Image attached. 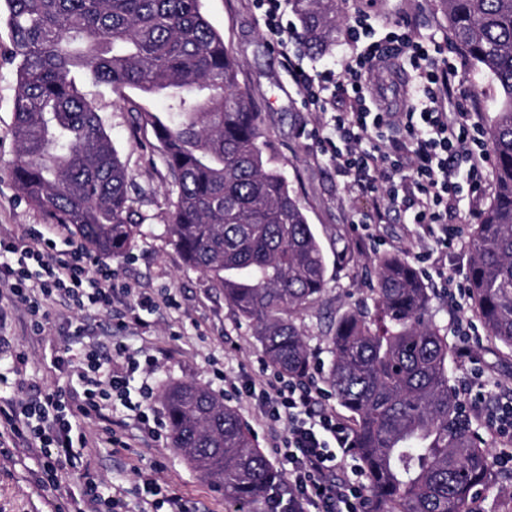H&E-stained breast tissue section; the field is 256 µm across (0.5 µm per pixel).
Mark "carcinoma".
Listing matches in <instances>:
<instances>
[{
	"label": "carcinoma",
	"mask_w": 512,
	"mask_h": 512,
	"mask_svg": "<svg viewBox=\"0 0 512 512\" xmlns=\"http://www.w3.org/2000/svg\"><path fill=\"white\" fill-rule=\"evenodd\" d=\"M335 0H292L302 38L336 34ZM16 63L9 176L93 251L124 253L139 234L129 176L103 119L80 92L86 70L115 90L167 102L137 107L161 143L177 202L168 231L185 265L224 293L267 362L289 377L311 354L294 315L320 300L327 262L288 178L265 156L258 113L237 83L201 0H3ZM453 40L502 90L486 134L496 193L470 236L469 294L489 336L512 349V0H442ZM375 313L330 330L325 382L351 414L375 512H461L492 479L489 451L448 385V338L431 294L395 254L375 257ZM172 443L224 501L254 504L282 484L240 413L216 392H163Z\"/></svg>",
	"instance_id": "cac0c4a2"
}]
</instances>
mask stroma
Instances as JSON below:
<instances>
[{
	"label": "stroma",
	"instance_id": "35a3bbf8",
	"mask_svg": "<svg viewBox=\"0 0 512 512\" xmlns=\"http://www.w3.org/2000/svg\"><path fill=\"white\" fill-rule=\"evenodd\" d=\"M202 10L223 35L237 65L238 84L249 93L260 114L268 152L285 171L326 255V285L321 300L294 317L316 359L325 363L330 358L326 339L329 325L348 309H373V259L391 253L414 263L430 288L434 321L447 335L450 349L459 345L454 331L456 320L475 325L477 365L464 367L456 358H449V385L457 388L480 379L483 405L488 409L512 397V349L491 343L471 299L454 301L442 288L455 268L471 262L469 237L478 218L470 213L469 204L475 196L469 189H462L457 206L448 212L449 224L458 226L460 232L447 258L418 263L427 245L417 238L413 225L388 210L384 196L351 188L348 178L323 155L318 139L323 117L301 95L252 0H202ZM362 10L370 12L373 20L401 25L412 35L442 44L454 65L448 75L449 112L468 113L479 130L488 128L500 108V88L455 45L440 0H336L341 25L351 23ZM10 49V33L1 22L0 232L23 239L30 229H44L49 219L17 191L8 175L17 155L12 133L15 64ZM408 66V61L396 59L389 64L387 74L368 78L370 89L391 110H398L405 98ZM81 85L102 115L112 144L127 168L132 219L140 226L131 247L108 259L115 281L132 290L116 308L123 312L135 306L138 294L144 292L158 297L159 303L146 315L148 329L132 324L122 331L113 328L106 316L81 315L54 305L50 308L49 329L39 333L25 324L20 312L0 309V367L7 369L15 396L25 397L28 384L34 381L52 389L76 383V375L55 370L51 364L56 352L69 346L95 344L108 352L120 345L130 353L159 352L163 359L151 377L155 394H162L169 383L181 381L210 388L238 410L273 466L287 472L288 462L276 447L275 434L260 419L254 403L228 387L234 380L260 379L272 368L251 328L239 321L223 293L212 288L205 276L184 265L168 233L177 191L151 126L131 110L137 103L161 116L166 112L165 101L144 97L134 89L121 93L111 85L86 78ZM494 194L495 182L489 178L475 198L484 206ZM377 211L383 218L373 238L358 240L354 224L363 215ZM345 251L351 253V261L337 262V254ZM217 365L224 368L220 381L213 375ZM133 431L130 425L119 431L122 439L128 440V447L101 448L92 443L82 451L104 492L121 490L130 497L132 512H137L139 503L132 498L136 472L149 469L153 461L159 460L164 464L158 475L160 483L170 485L208 512H228L223 488L194 470L170 441L136 440ZM33 466V461L20 453L0 456V512H56V505L65 502L70 489L80 481L79 471L69 469L63 472L59 485L43 486L32 476ZM470 509L512 512V469L495 467L492 480L480 490Z\"/></svg>",
	"mask_w": 512,
	"mask_h": 512
}]
</instances>
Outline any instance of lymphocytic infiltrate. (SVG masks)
<instances>
[{
	"label": "lymphocytic infiltrate",
	"mask_w": 512,
	"mask_h": 512,
	"mask_svg": "<svg viewBox=\"0 0 512 512\" xmlns=\"http://www.w3.org/2000/svg\"><path fill=\"white\" fill-rule=\"evenodd\" d=\"M254 2L279 51L290 56L300 36L284 21L288 0ZM373 35L366 15L356 14L343 36L352 50L350 64L312 75L295 71L291 77L314 110L328 115L319 138L337 170L352 176L361 192H385L392 210L408 214L437 247H448L458 232L448 224V211L459 193L455 173L465 171L471 189L480 188L484 141L467 114L449 115L438 95L439 49L394 27L384 40H374ZM402 53L408 54L418 74L410 110L373 107L363 77ZM349 96L353 107L340 109L339 101ZM33 237L28 243L0 233V303L22 310L39 332L49 323V305L60 300L80 312H111L119 293L111 266L92 263L77 241L52 253L41 245V232ZM54 363L63 371L76 369L77 385L64 390L38 385L25 398L1 397L0 454L26 451L42 479L57 483L63 459L72 457L75 445L88 443L84 420L98 421V444H116L112 413L117 408L125 409L143 435L161 440L164 422L153 404V388L146 383L130 387L135 375L148 376L158 369L153 355L140 358L121 349L105 357L93 347L76 359L56 355ZM245 389L263 419L286 428L288 488L268 491L269 512H303L307 506L315 512H365L364 485L336 476L337 465L354 447L352 427L326 409L327 397L312 374L250 379ZM481 403V397L464 389L463 407L483 422L489 441L512 436V401L488 413Z\"/></svg>",
	"instance_id": "obj_1"
}]
</instances>
